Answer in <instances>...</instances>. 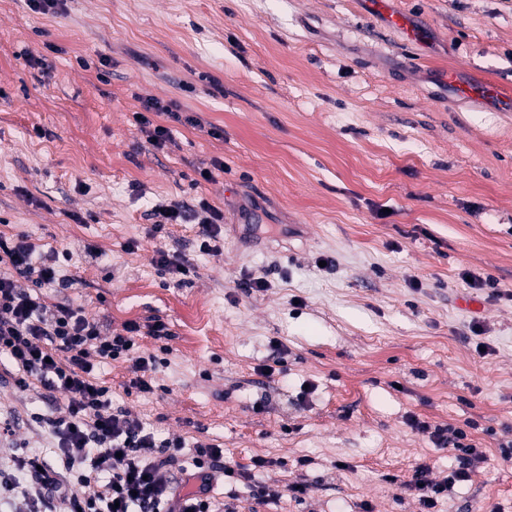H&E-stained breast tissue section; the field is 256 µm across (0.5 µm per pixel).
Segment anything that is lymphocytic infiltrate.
Listing matches in <instances>:
<instances>
[{
    "mask_svg": "<svg viewBox=\"0 0 512 512\" xmlns=\"http://www.w3.org/2000/svg\"><path fill=\"white\" fill-rule=\"evenodd\" d=\"M152 214L158 231L189 218L197 221L202 250H220L224 215L210 206L190 213L182 206L157 204ZM20 277L29 289L19 288ZM69 283L58 253L36 254L24 236L0 237V358L11 365L17 387L26 390L38 383L48 396L60 394L67 401L64 415L33 416L53 438L56 459L22 449L15 459L0 462V491L23 499L33 512H218L210 492L221 475L241 481L264 502L306 495L307 485L299 482L282 489L266 486L262 477L270 466L267 459L234 468L225 463L222 449L202 445L196 446L184 471L199 486L180 494L171 470L185 458L184 441L156 439L142 423L129 419L94 374L96 363L125 356L134 374L131 387L149 392L153 386L143 374L155 369V358L133 355V326L105 336L80 308L45 301L43 289ZM408 423L435 444L452 449L458 462L444 481L431 480L429 467L422 465L401 484L415 493L421 512H435L456 484L470 481L485 456L463 429L434 427L414 416Z\"/></svg>",
    "mask_w": 512,
    "mask_h": 512,
    "instance_id": "lymphocytic-infiltrate-1",
    "label": "lymphocytic infiltrate"
}]
</instances>
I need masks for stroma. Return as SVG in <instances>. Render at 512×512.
<instances>
[{
  "label": "stroma",
  "mask_w": 512,
  "mask_h": 512,
  "mask_svg": "<svg viewBox=\"0 0 512 512\" xmlns=\"http://www.w3.org/2000/svg\"><path fill=\"white\" fill-rule=\"evenodd\" d=\"M147 98L200 123L139 124ZM159 202L223 212V251L192 223L154 231ZM21 234L71 255L48 302L106 334L139 325L136 350L164 354L150 393L127 362L98 367L113 405L158 439L272 460L267 485L309 486L266 504L215 481L234 512H419L389 477L425 464L441 481L455 459L411 415L479 424L486 460L438 512H512V300L466 280L512 290V0H0V236ZM160 250L195 274H161ZM40 391L0 376L16 422L0 456L53 453L32 415L65 399Z\"/></svg>",
  "instance_id": "1"
}]
</instances>
